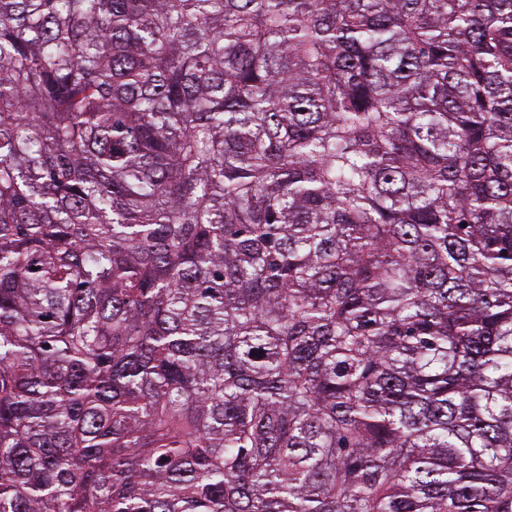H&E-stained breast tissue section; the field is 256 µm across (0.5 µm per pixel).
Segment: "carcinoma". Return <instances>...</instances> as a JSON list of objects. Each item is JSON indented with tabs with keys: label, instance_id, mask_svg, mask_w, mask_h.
<instances>
[{
	"label": "carcinoma",
	"instance_id": "obj_1",
	"mask_svg": "<svg viewBox=\"0 0 512 512\" xmlns=\"http://www.w3.org/2000/svg\"><path fill=\"white\" fill-rule=\"evenodd\" d=\"M0 512H512V0H0Z\"/></svg>",
	"mask_w": 512,
	"mask_h": 512
}]
</instances>
